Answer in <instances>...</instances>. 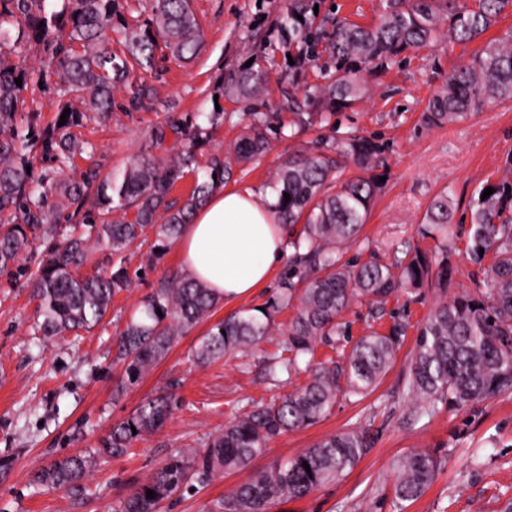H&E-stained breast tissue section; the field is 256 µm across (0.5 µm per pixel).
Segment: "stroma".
<instances>
[{
	"label": "stroma",
	"instance_id": "35a3bbf8",
	"mask_svg": "<svg viewBox=\"0 0 512 512\" xmlns=\"http://www.w3.org/2000/svg\"><path fill=\"white\" fill-rule=\"evenodd\" d=\"M318 13L314 31L330 36L337 23L369 26L378 22L382 0H310ZM152 0H119V13L107 47L125 57L129 29L151 19ZM202 46L190 61L177 63L159 55L144 73L149 94L130 105L129 88L113 91L112 116L85 119L76 136L85 151L71 170L76 178L100 182L121 175L128 159L152 152L163 156L178 148L174 127L208 125L197 151L201 171L213 158H225L251 112L279 113L283 126L272 134L262 156L233 167L228 187L263 191L291 154L331 146L356 131L382 149L383 190L367 223L347 253L361 262L392 258V245L407 243L448 258V287L426 286L397 293L381 318L368 305L354 304L344 316L352 338L375 330L388 332L393 322L407 324L405 341L392 368L361 395L338 399L317 424L278 436L263 455L244 469L227 471L208 484L172 497L163 512H205L209 502L248 482L273 463L313 447L325 436L369 425L374 437L369 453L345 476L309 496L276 504L272 512H512V392L476 405L438 404L422 413L408 392L417 328L444 294H457L482 281L484 269L465 254L470 208L483 185L512 180V99L482 105L465 120L440 127L422 123L429 99L449 74L468 64L482 40L458 44L440 38L423 49L370 70V93L333 120L293 132L289 98L304 99L315 85L336 74V62L317 44L310 60H296V40L281 24L286 0H191ZM39 75L17 113V124L37 120L51 127L57 115L60 77L47 66L40 45L28 40L12 55ZM267 67L266 92L247 101L226 93L228 79L247 61ZM447 195L453 213V238L422 236L419 226L432 201ZM43 250L25 254L17 266L0 273V512H113L133 479L145 478L170 454L198 447L201 439L223 429L239 408L265 405L304 385L306 375L283 385L271 384L265 361L278 351L272 336L218 362L200 366L191 351L208 329L199 324L183 336L168 357L135 388L116 394L119 373L112 366V336L158 282L180 270L176 249L154 257L148 247L132 246L127 267L128 291L118 294L102 327L80 334L43 338L35 335L38 318L32 276ZM172 391L178 408L164 427L134 444L131 455L101 462L83 489H45L34 476L56 460L98 448L117 422L145 397ZM412 452L438 457L434 484L407 508L393 491V466Z\"/></svg>",
	"mask_w": 512,
	"mask_h": 512
}]
</instances>
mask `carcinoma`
<instances>
[{"mask_svg": "<svg viewBox=\"0 0 512 512\" xmlns=\"http://www.w3.org/2000/svg\"><path fill=\"white\" fill-rule=\"evenodd\" d=\"M47 0H0V271L18 264L38 240L47 244L46 258L33 278L39 316L35 330L44 336L89 331L103 323L113 298L130 288L126 251L134 243H150L152 255L166 251L193 211L214 186L229 178L231 161L215 160L210 172L196 178L179 208L167 197L185 174L195 171L196 153L204 134L197 126L186 133L178 156L151 152L133 156L119 177L97 186L95 201L101 215L89 214L70 233L59 231L52 218H61L65 202L84 203L89 184L63 177L66 161L85 151L71 134L88 113L101 119L112 114V89L127 82L134 68L155 65V39L175 61L190 59L201 36L190 0H154L152 18L129 37L128 53L135 66L119 63L104 46L112 31L116 0H62L60 10H47ZM474 5L448 12V0H386L378 23L362 27L336 25L326 50L336 58V78L310 94L314 112H298L300 128L323 122L352 107L369 92L364 71L382 67L402 54L427 46L439 36L442 13L448 14L445 36L457 43L479 38L512 7V0H473ZM299 0H288L282 25L298 33V57L312 54L317 33L299 29ZM16 37H11V31ZM34 38L60 76L57 115L70 110L66 124L36 131L29 124L13 125L23 109V92L30 73L11 62L3 51L8 40L19 44ZM22 79L17 86L16 78ZM269 82L264 68L241 71L232 86L244 98L263 92ZM512 98V41L487 43L472 61L453 71L422 113L427 126L452 124L485 103ZM250 123L229 152L241 163L263 155L276 129L267 113H249ZM40 145L41 153L60 163L59 177L43 178L40 192L31 190L33 174L26 150ZM380 146L350 133L334 147L313 154L290 155L270 181L277 195L279 222L291 235L293 273L260 306L231 313L212 324L192 350L198 364H210L228 352L243 350L273 334L276 318L299 302L296 315L282 332L281 349L267 361V379L274 385L300 374L308 381L267 406L241 411L224 430L199 449L179 451L145 480L134 483L115 512H161L162 504L179 492L206 484L226 470L244 469L279 435L311 426L330 413L340 397L359 395L389 370L406 335L402 324L381 334L370 331L351 347L340 343L348 335L343 314L360 301L371 316L383 311L388 299L425 285L447 287L448 267L427 253L407 249L385 262L344 259L354 244L380 191ZM359 174L341 179L346 165ZM494 193L471 208L466 245L469 259L480 265L488 254L484 287L455 294L439 302L418 327L408 390L429 413L439 402L466 405L512 391V182L501 180ZM290 195L285 201L284 194ZM132 208L131 222L112 220V210ZM448 195L433 200L424 215L421 233L447 240L451 232ZM110 251L102 272L80 276L77 270L93 248ZM223 299L178 271L147 295L115 336L112 364L120 370L115 393L136 386L170 353L172 347L203 321L211 319ZM337 356L315 361L317 346ZM178 398L162 394L145 398L126 419L112 427L109 437L89 454L63 458L42 469L35 481L47 488H80L102 457L130 454L132 443L159 431L172 417ZM371 448L370 429L356 428L324 438L295 457L210 502L207 512H270L290 498H303L327 481L353 469ZM309 468H304L303 464ZM438 460L425 452L410 453L394 465V494L414 501L433 483ZM155 497H147V491Z\"/></svg>", "mask_w": 512, "mask_h": 512, "instance_id": "1", "label": "carcinoma"}]
</instances>
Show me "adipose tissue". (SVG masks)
<instances>
[{"label":"adipose tissue","instance_id":"1","mask_svg":"<svg viewBox=\"0 0 512 512\" xmlns=\"http://www.w3.org/2000/svg\"><path fill=\"white\" fill-rule=\"evenodd\" d=\"M275 202L274 195L247 186H215L176 241L183 268L227 300L269 283L291 251Z\"/></svg>","mask_w":512,"mask_h":512}]
</instances>
